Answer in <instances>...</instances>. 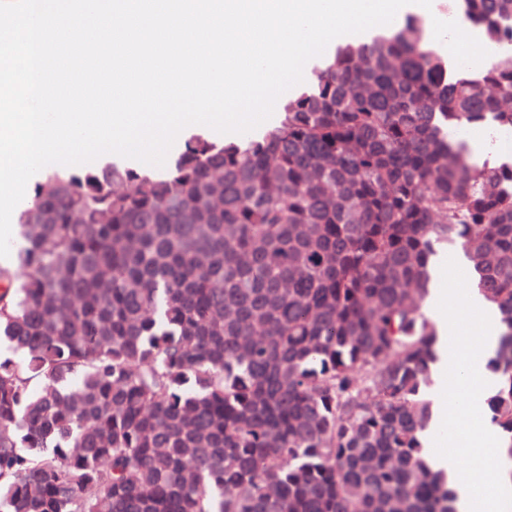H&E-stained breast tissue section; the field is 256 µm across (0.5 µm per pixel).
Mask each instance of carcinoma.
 <instances>
[{"label":"carcinoma","mask_w":512,"mask_h":512,"mask_svg":"<svg viewBox=\"0 0 512 512\" xmlns=\"http://www.w3.org/2000/svg\"><path fill=\"white\" fill-rule=\"evenodd\" d=\"M453 2L508 52L450 75L407 15L261 135L31 184L0 267V512H457L420 442L440 245L499 311L512 460V165L448 136L512 130V0Z\"/></svg>","instance_id":"1"}]
</instances>
